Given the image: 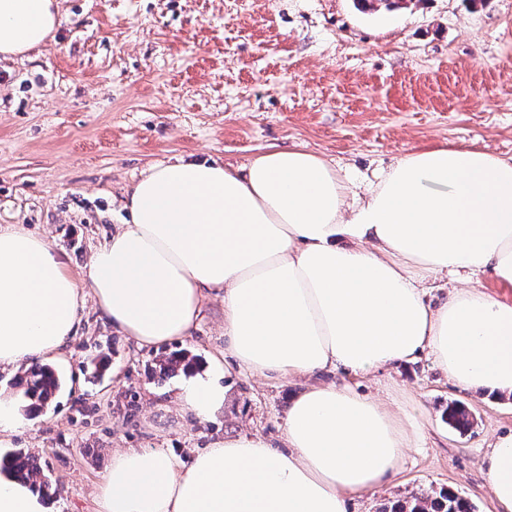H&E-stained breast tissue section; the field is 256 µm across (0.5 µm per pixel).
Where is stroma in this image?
I'll use <instances>...</instances> for the list:
<instances>
[{
    "instance_id": "obj_1",
    "label": "stroma",
    "mask_w": 512,
    "mask_h": 512,
    "mask_svg": "<svg viewBox=\"0 0 512 512\" xmlns=\"http://www.w3.org/2000/svg\"><path fill=\"white\" fill-rule=\"evenodd\" d=\"M62 23L26 58L0 59V226L45 236L80 276L129 223L126 195L148 166L176 158L246 164L269 145H300L341 171L373 175L424 147L512 158V0H59ZM194 372L164 375L175 354ZM224 360V303L207 299L189 338L154 349L118 333L94 302L50 364L63 385L25 414L0 455L38 456L53 512H95L122 448L189 461L240 434L283 447L288 400L336 383L415 416L391 487L349 512L452 489L494 512L478 466L512 430V399L454 387L433 356L354 376L268 378L230 367L216 420L182 412L178 389ZM463 402L465 433L442 408Z\"/></svg>"
}]
</instances>
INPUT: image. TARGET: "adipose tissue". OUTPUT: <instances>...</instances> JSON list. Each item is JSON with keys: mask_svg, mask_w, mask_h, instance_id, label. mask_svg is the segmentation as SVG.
I'll use <instances>...</instances> for the list:
<instances>
[{"mask_svg": "<svg viewBox=\"0 0 512 512\" xmlns=\"http://www.w3.org/2000/svg\"><path fill=\"white\" fill-rule=\"evenodd\" d=\"M58 0H0V57H26L60 26ZM121 225L74 277L51 243L0 226V369L61 352L86 299L142 346L190 335L204 300L224 301V353L263 376L367 375L432 354L460 389L512 395V298L429 275L492 273L512 288V159L426 147L356 186L300 146L235 169L207 159L150 166ZM199 420L224 405L211 377L178 396ZM286 451L239 435L190 462L115 451L99 512H347L389 486L411 435L403 414L350 386L294 396ZM495 512H512V432L478 461ZM0 512H52L31 484L0 479ZM452 278L456 277L438 274L425 279L423 286L427 292L425 296L426 301L433 305L438 304L445 298L447 289L453 285L465 288H483V290L493 295H499L502 291L501 288L496 286L494 279L489 273H479L471 276L466 282L451 283L450 280Z\"/></svg>", "mask_w": 512, "mask_h": 512, "instance_id": "1", "label": "adipose tissue"}]
</instances>
